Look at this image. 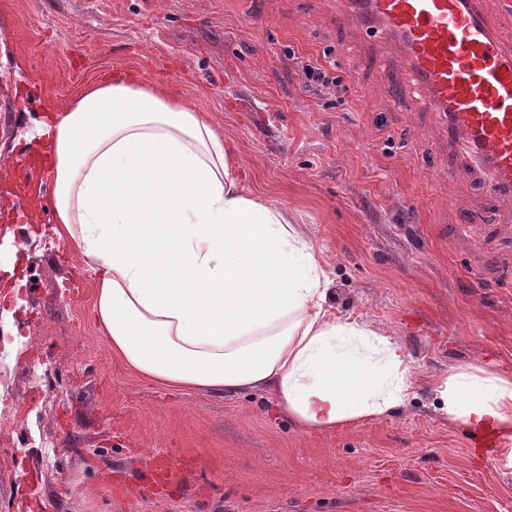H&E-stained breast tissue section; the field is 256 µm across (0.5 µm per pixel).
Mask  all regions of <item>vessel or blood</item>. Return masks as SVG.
<instances>
[{
  "label": "vessel or blood",
  "mask_w": 512,
  "mask_h": 512,
  "mask_svg": "<svg viewBox=\"0 0 512 512\" xmlns=\"http://www.w3.org/2000/svg\"><path fill=\"white\" fill-rule=\"evenodd\" d=\"M479 0H342L360 25L399 45L415 78V91L448 122L490 178L492 191L512 197V46ZM24 181L39 200L50 187L44 153L22 157Z\"/></svg>",
  "instance_id": "1"
}]
</instances>
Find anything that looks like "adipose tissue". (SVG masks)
Masks as SVG:
<instances>
[{
    "instance_id": "ef3b65f1",
    "label": "adipose tissue",
    "mask_w": 512,
    "mask_h": 512,
    "mask_svg": "<svg viewBox=\"0 0 512 512\" xmlns=\"http://www.w3.org/2000/svg\"><path fill=\"white\" fill-rule=\"evenodd\" d=\"M55 232L95 277L92 316L114 356L185 389L264 390L320 432L413 395L384 332L337 317L326 261L286 206L244 192L240 161L203 113L134 73L44 116ZM448 421L512 442V374L452 369Z\"/></svg>"
}]
</instances>
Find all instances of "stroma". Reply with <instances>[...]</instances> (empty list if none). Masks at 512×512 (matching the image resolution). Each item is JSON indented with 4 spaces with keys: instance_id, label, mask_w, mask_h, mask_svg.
Wrapping results in <instances>:
<instances>
[{
    "instance_id": "stroma-1",
    "label": "stroma",
    "mask_w": 512,
    "mask_h": 512,
    "mask_svg": "<svg viewBox=\"0 0 512 512\" xmlns=\"http://www.w3.org/2000/svg\"><path fill=\"white\" fill-rule=\"evenodd\" d=\"M301 57L326 58L343 103L305 88ZM125 72L205 113L243 189L288 206L327 260L337 315L387 332L410 364L405 406L311 432L269 393L174 389L113 357L52 212L11 211L46 108ZM1 225L0 280L24 283L29 341L0 353V390L29 397V361L61 389L40 390L0 444V512H512V448L480 461L434 406L453 368L512 374V207L415 102L396 42L336 0H0ZM54 444L66 450L48 469ZM160 456L180 482L139 486Z\"/></svg>"
}]
</instances>
